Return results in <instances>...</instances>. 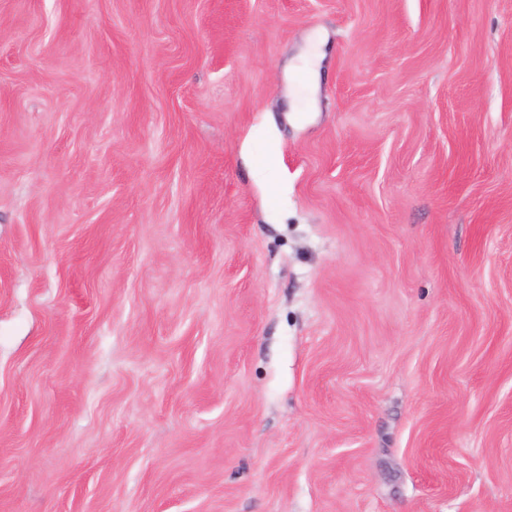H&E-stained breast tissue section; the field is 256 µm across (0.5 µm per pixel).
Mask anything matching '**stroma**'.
Wrapping results in <instances>:
<instances>
[{"label": "stroma", "instance_id": "obj_1", "mask_svg": "<svg viewBox=\"0 0 512 512\" xmlns=\"http://www.w3.org/2000/svg\"><path fill=\"white\" fill-rule=\"evenodd\" d=\"M0 512H512V0H0Z\"/></svg>", "mask_w": 512, "mask_h": 512}]
</instances>
